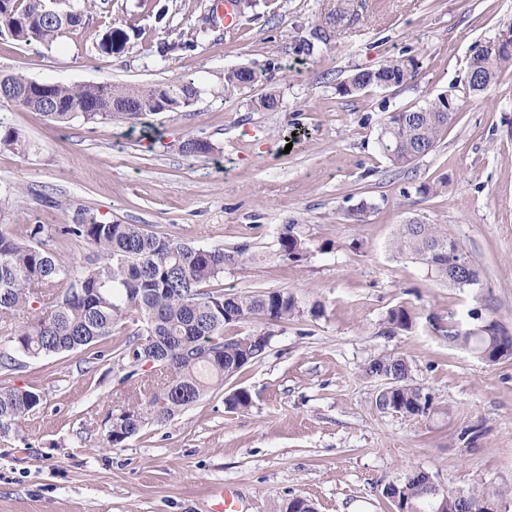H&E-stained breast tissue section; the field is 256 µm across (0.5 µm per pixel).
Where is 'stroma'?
<instances>
[{
	"label": "stroma",
	"instance_id": "1",
	"mask_svg": "<svg viewBox=\"0 0 512 512\" xmlns=\"http://www.w3.org/2000/svg\"><path fill=\"white\" fill-rule=\"evenodd\" d=\"M46 2L82 23L48 48L0 35V70L61 85L186 76L198 97L103 124H55L0 103V121L30 144L0 149V227L44 225L53 252L78 266L93 249L55 230L79 211L196 246L247 243L266 259L225 270L224 290L283 289L303 314L237 326L271 331L263 357L115 448L107 432L131 392L118 337L0 371V385L45 398L0 441V512H215L225 487L247 512H274L292 496L317 512H396L383 490L410 469L446 491L499 487L512 512V358L489 363L447 338L490 321L512 336V68L489 97L465 87L470 55L512 20V0H243L231 33L218 0H98L89 13L83 0ZM401 53L422 61L412 82L339 94ZM243 65L262 68V81L225 99V72ZM270 91L277 108L257 110ZM442 93L457 120L430 153L393 168L377 146L388 113ZM190 137L211 152H180ZM424 184L433 193L419 194ZM363 201L370 211L352 220ZM412 219L446 229L478 285L449 286L398 257L390 243ZM282 224L306 240V260L276 257ZM399 305L412 311L411 329H388ZM382 355L409 361L435 412L373 408L381 383L364 367ZM238 387L253 406L227 412L224 396ZM468 427L476 438L462 437Z\"/></svg>",
	"mask_w": 512,
	"mask_h": 512
}]
</instances>
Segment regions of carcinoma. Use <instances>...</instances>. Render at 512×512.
I'll use <instances>...</instances> for the list:
<instances>
[{
  "label": "carcinoma",
  "instance_id": "obj_1",
  "mask_svg": "<svg viewBox=\"0 0 512 512\" xmlns=\"http://www.w3.org/2000/svg\"><path fill=\"white\" fill-rule=\"evenodd\" d=\"M80 16L53 10L38 13L32 0H0V27L15 40L52 44ZM421 66L415 56L399 54L377 68L360 71L339 87L343 95L369 88L401 87L417 76ZM508 67H512V39H499L476 50L469 59L466 84L469 93L486 96ZM19 88H31L29 109L42 112L52 122L64 124L77 118L86 123H106L124 118L112 104L134 101L143 112L166 111L191 106L198 90L193 80L178 78L148 86H115L110 83L50 84L40 92L32 80L16 72L7 73ZM262 79V70L242 66L224 74V94L230 98ZM458 106L440 95L415 110L391 112L383 123L377 143L395 168H404L432 151L457 116ZM28 151L27 144L10 127L0 124V148ZM181 150L193 155L211 151L208 141L192 137ZM44 226L35 224L18 235L0 228V323H10L25 313L27 320L0 336V368L14 370L16 355L51 357L88 349L109 336H118L132 320L141 324L131 336L119 341L116 357L129 369L125 378L137 374L148 362L165 376L143 387V399L112 419L108 442L120 446L138 435L146 421L165 423L197 404L211 389L224 385L243 367L260 359L270 343V334L254 332L240 336L226 331L262 320L277 324L301 317L294 296L283 290L226 292L214 288L228 267L256 259L246 245L197 247L167 236L147 233L138 224L105 223L77 214L75 223L63 224L58 233L92 247L98 262L77 266L60 259L40 235ZM279 256L301 262L307 256L305 242L294 234L293 225L277 231ZM392 251L427 267L439 281H448V269L464 254L461 245L437 224L409 221L399 225ZM392 329L406 330L413 324L409 310L397 306L388 312ZM448 340L495 363L512 358V336L500 332L494 322L483 330L448 331ZM369 377L385 381L374 405L389 398L402 416L418 418L436 410L432 396L413 383L409 362L399 356L372 359L365 367ZM44 404V396L22 387H0V438L16 432L22 420ZM229 412L252 407L245 387L224 398ZM423 471L411 469L384 489V496L411 497L416 512H434L426 493ZM503 499L494 486H483L454 503V512H471L483 501Z\"/></svg>",
  "mask_w": 512,
  "mask_h": 512
}]
</instances>
